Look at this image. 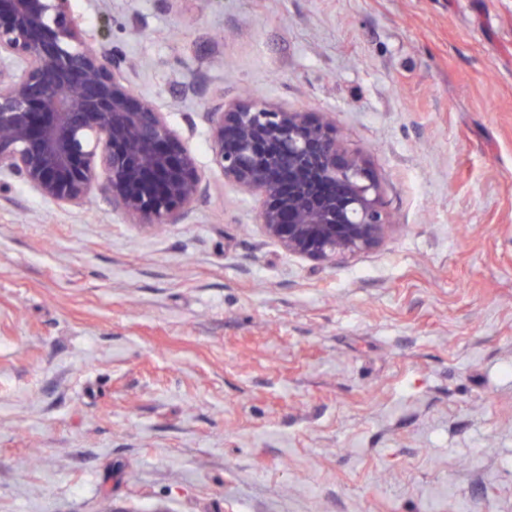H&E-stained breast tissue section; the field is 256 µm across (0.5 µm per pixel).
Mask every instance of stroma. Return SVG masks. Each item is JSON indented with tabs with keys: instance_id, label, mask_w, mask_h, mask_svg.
<instances>
[{
	"instance_id": "1",
	"label": "stroma",
	"mask_w": 512,
	"mask_h": 512,
	"mask_svg": "<svg viewBox=\"0 0 512 512\" xmlns=\"http://www.w3.org/2000/svg\"><path fill=\"white\" fill-rule=\"evenodd\" d=\"M205 193L0 192V512H512V0H77ZM330 112L396 217L267 240L204 107Z\"/></svg>"
}]
</instances>
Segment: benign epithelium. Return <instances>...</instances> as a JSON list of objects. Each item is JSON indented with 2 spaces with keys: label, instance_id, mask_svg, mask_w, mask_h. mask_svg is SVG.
I'll use <instances>...</instances> for the list:
<instances>
[{
  "label": "benign epithelium",
  "instance_id": "obj_1",
  "mask_svg": "<svg viewBox=\"0 0 512 512\" xmlns=\"http://www.w3.org/2000/svg\"><path fill=\"white\" fill-rule=\"evenodd\" d=\"M128 67L73 0H0V181L58 206L102 191L135 224L182 223L202 174ZM205 116L224 183L259 198L264 236L288 255L333 266L381 242L392 221L376 179L328 113L240 97Z\"/></svg>",
  "mask_w": 512,
  "mask_h": 512
}]
</instances>
